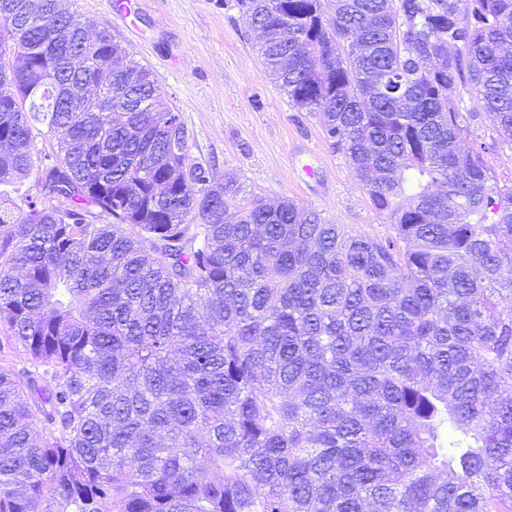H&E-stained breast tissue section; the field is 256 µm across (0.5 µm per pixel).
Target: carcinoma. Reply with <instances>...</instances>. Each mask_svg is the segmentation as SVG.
Instances as JSON below:
<instances>
[{"label": "carcinoma", "mask_w": 512, "mask_h": 512, "mask_svg": "<svg viewBox=\"0 0 512 512\" xmlns=\"http://www.w3.org/2000/svg\"><path fill=\"white\" fill-rule=\"evenodd\" d=\"M460 2L236 0L371 235L204 186L150 69L78 99L109 30L0 0V512H512V0ZM23 11L25 15L30 18L32 22L43 23L46 25L49 33L53 38L59 41H64L67 38V31L61 28L58 24H54L48 20H42L43 8L41 0H25L23 1ZM115 64L116 61H112L110 64L104 67L98 85L87 87L83 91L84 100L87 102V104L92 105L94 112H99L98 106L113 98L117 101L123 95V89L112 86V72L118 68ZM106 68H109L110 70L109 75L108 77H103V72ZM488 160L500 185L512 184V150L507 146H500L488 155Z\"/></svg>", "instance_id": "obj_1"}]
</instances>
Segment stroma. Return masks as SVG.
<instances>
[{
	"mask_svg": "<svg viewBox=\"0 0 512 512\" xmlns=\"http://www.w3.org/2000/svg\"><path fill=\"white\" fill-rule=\"evenodd\" d=\"M90 28L108 27L157 76L181 113L192 161L236 177L247 196H287L334 224L385 233L365 186L325 141L317 120L288 104L268 76L257 40L224 0H61ZM313 175H306L305 167Z\"/></svg>",
	"mask_w": 512,
	"mask_h": 512,
	"instance_id": "obj_1",
	"label": "stroma"
}]
</instances>
